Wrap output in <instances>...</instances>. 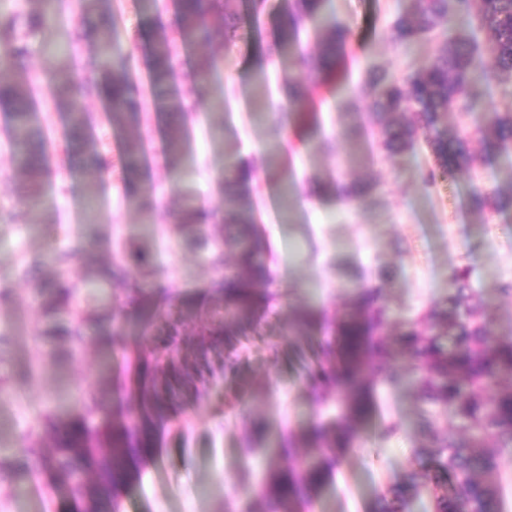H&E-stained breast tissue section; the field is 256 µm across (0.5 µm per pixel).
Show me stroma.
Here are the masks:
<instances>
[{
  "mask_svg": "<svg viewBox=\"0 0 512 512\" xmlns=\"http://www.w3.org/2000/svg\"><path fill=\"white\" fill-rule=\"evenodd\" d=\"M287 0H267L260 26H253L249 0H233L239 36L226 42L215 30L210 42L181 47L172 61L173 85L193 89L198 61L212 63L210 84L194 114L186 116L184 157L171 168L164 152L169 113L159 111L150 96V47L159 28L175 29L178 0H165L160 12L144 14L138 0H111L112 37L127 57L131 98L139 121L111 126L105 101L81 100L96 123L85 135L86 147L105 144L110 161L100 176L95 214H88L84 185L87 174L65 166L51 154L50 175L41 189L37 224L0 233V277L16 292L28 295L27 279L16 277L21 254L39 264L40 277L54 275L44 254L82 238L87 250L70 271L88 280L96 266L110 260L106 241L136 245L150 252L157 266V287L170 298L184 335H192L199 310L214 306L222 274L208 265L178 227L186 206L216 221L211 232L224 237L227 161L252 162L249 197L253 222L267 246V263L282 268L288 285L272 289V307L257 323L245 326L243 345L231 370L199 388L185 406L182 428H171L162 445L143 466L139 480L124 489V512H241L244 502L264 479L269 456L253 451L250 421L265 424L268 443L283 433L304 434L321 420L304 382L302 361L315 336L293 333L299 309L333 320L345 313L362 283L380 287V302L390 317L383 335L395 342L404 322L414 319L448 296V274L458 266L474 270L476 302L494 332L512 337V297L498 291L512 279V214L473 211L474 191H512V150L492 165L466 169L452 181L424 187L417 177L432 158L419 148L386 155L376 130L370 129L369 102L351 111L347 103L371 70L403 73L426 64L442 37L431 34L410 45L394 44L386 35L391 21L409 12L414 0H324L321 20H337L350 31L349 54L337 77L316 83L308 116L284 119L288 81L304 77L299 51L317 49L314 36L302 39V50L271 56L276 22ZM85 33L78 53L90 59L101 36L99 12L85 13L78 0H59L55 27L29 32L23 68L1 76L19 84L41 83L60 58L44 46L67 33ZM225 97L226 107L213 105ZM512 110V88L494 80L478 87L473 112L450 114L447 126L470 131L491 113ZM8 114L0 111V216L16 208L21 180L10 161L5 131ZM142 138L149 143L140 166L142 185L156 196L150 210L126 205L123 165L126 145ZM358 177L372 182L361 201L343 203L331 195L294 194L284 203L289 184L312 179L333 182ZM41 318L34 304L16 308L0 304V330L9 341L0 350V374L11 377L14 392L0 396V412L32 418L46 394L81 389L104 402L113 399V382L122 373L119 345L106 336L91 337L81 359L47 361L39 385H29L24 372L35 351ZM373 416L356 426L360 439L344 455L333 480L314 499L310 512H377L381 495L392 486L410 485L422 463L413 451L428 445L427 422L447 431L446 415L423 403L416 386H376ZM398 425L394 437L379 435L384 421ZM33 512H61L58 497L41 483L14 471L0 476V512H19L23 502Z\"/></svg>",
  "mask_w": 512,
  "mask_h": 512,
  "instance_id": "35a3bbf8",
  "label": "stroma"
}]
</instances>
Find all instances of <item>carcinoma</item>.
<instances>
[{"instance_id": "carcinoma-1", "label": "carcinoma", "mask_w": 512, "mask_h": 512, "mask_svg": "<svg viewBox=\"0 0 512 512\" xmlns=\"http://www.w3.org/2000/svg\"><path fill=\"white\" fill-rule=\"evenodd\" d=\"M461 12L473 15L471 29L485 34L481 43L473 34L448 35L436 55L424 67L397 76L376 68L361 86L357 97L373 107L372 118L382 148L390 155L416 148L419 135L430 150L434 163L418 172L421 183L431 186L450 181L464 167L485 165L491 156L512 148V111L495 112L478 128L483 143L479 156L471 151V139L451 132L443 119L451 112L472 111L475 88L491 78L512 86V0H456ZM323 0H291L276 26L271 51H282L309 22L319 18ZM230 0H180L181 22L173 33H160L152 45L153 97L158 108L174 116L194 110L196 100L171 85L170 61L179 46L204 44L211 40L214 26H224L228 41L238 35L237 18L229 11ZM449 0H416L409 13L398 15L387 36L395 43H412L435 32L448 18ZM102 37L93 66L99 77L79 82L74 77L77 42L72 32L61 47L65 63L53 71L48 83L57 108L67 112L68 127L77 133L88 127L89 117L78 99L100 97L112 105L131 102L125 59L111 41L109 25L101 19ZM346 27L327 25L319 37L318 51L301 59L311 75L332 71L345 54ZM28 49L25 37L13 23L0 31V72L24 64ZM289 111L298 112L305 100V86L290 84ZM0 109L12 119L13 164L24 177L18 196L21 209L5 225L18 220L32 222L38 209L40 186L49 175L42 131L37 125L30 94L0 75ZM185 130L174 121L167 132L165 149L171 164L178 162ZM143 144L131 141L126 147L124 168L135 176ZM224 180V224L234 229L237 245L236 271L224 274L221 293L224 308L202 311L195 334H181L171 311L145 293L155 265L148 252L123 248L99 267L93 278L100 288H112L116 280L126 282L128 298L146 310L143 326L163 319L165 338L156 346L136 349L126 355V372L115 388L112 409L81 391L72 396L65 416L46 404L22 435L13 461L17 468L44 481L60 493L68 512H120L123 489L139 479L142 462L159 436L177 415L182 401L198 390L210 357L232 341L235 327L259 320L269 306L271 295L257 285L269 279L263 258L266 246L254 232L248 202L251 175ZM318 190H331L341 201H359L371 189L369 183L353 179L338 181ZM470 206L478 212H512V192H475ZM201 211L188 209L181 229L216 270L224 269V243L200 223ZM84 253L75 239L50 252L48 260L56 277L33 288L32 299L43 319L36 336L37 350L31 359L27 379L38 380L45 363L58 357L76 358L86 348V336L99 332L118 337L126 319L106 314L108 305H96L99 298L69 278V270ZM134 267L140 278L127 279ZM472 269L457 267L448 274V298L441 306L427 309L410 321L399 338V348L387 344L379 331L387 311L379 303V289L358 285L351 308L330 326L311 311L300 313L299 333H319L304 377L314 401L336 404L340 419L331 418L308 433L282 438L275 448V462L265 481L246 504L247 512H308L319 490L330 482L336 465L356 439L355 425L373 410L374 386L392 385L399 372L391 366L401 353L407 354L411 372L417 375L422 401L448 414L461 437L435 432L431 447L417 448L414 455L429 457L433 465L423 475L431 487L429 512H503L499 487L489 481L500 470L499 448H512V387L499 388L503 377L512 374V339L496 338L487 318L472 304ZM494 442L495 448L488 447ZM45 442L48 454L32 449ZM377 512H411L409 491L392 487L380 498Z\"/></svg>"}]
</instances>
